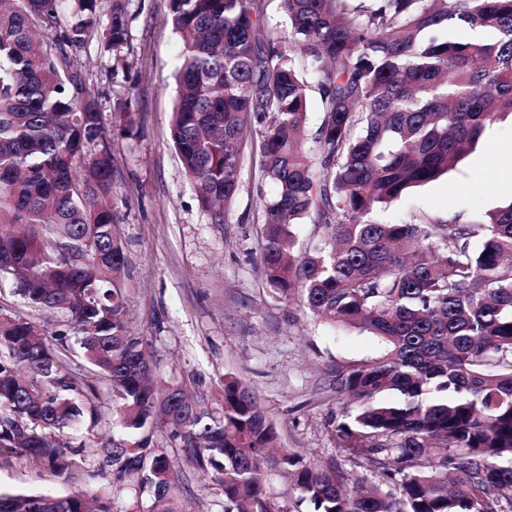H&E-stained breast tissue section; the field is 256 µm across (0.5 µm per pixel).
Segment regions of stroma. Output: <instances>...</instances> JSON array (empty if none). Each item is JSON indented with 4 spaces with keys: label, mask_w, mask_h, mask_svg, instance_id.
I'll use <instances>...</instances> for the list:
<instances>
[{
    "label": "stroma",
    "mask_w": 512,
    "mask_h": 512,
    "mask_svg": "<svg viewBox=\"0 0 512 512\" xmlns=\"http://www.w3.org/2000/svg\"><path fill=\"white\" fill-rule=\"evenodd\" d=\"M131 17L126 42L105 51L92 38L78 55L102 116L115 165L112 213L127 258L122 275L127 321L145 336L148 356L164 385L185 386L209 411L220 409L225 375L238 377L258 398L283 447L314 462H333L344 471L336 426L341 406L320 401L331 366L371 360L381 341L355 328L333 327L303 311L298 300L272 291L260 265L264 238L256 193L259 158L245 155L239 188L226 223H210L182 176L170 141L174 68L180 38L167 24L169 0H126ZM137 114V132L113 128L121 104ZM512 143V115L490 126L472 156L440 179L408 190L374 213L382 223L415 216L445 221L512 205L497 182L505 159L493 144ZM482 171H474V160ZM63 329L64 314L24 303L12 288H0V314ZM88 465L78 484L53 477L20 457H0V492L64 496L82 489L110 499L112 512H149V491L128 483L112 491V470L104 466L101 429L83 424ZM155 446L170 448L157 429ZM178 470L182 512H222L224 497L203 471L188 463L183 449L170 448ZM266 496L276 512H309L280 467L268 463Z\"/></svg>",
    "instance_id": "obj_1"
}]
</instances>
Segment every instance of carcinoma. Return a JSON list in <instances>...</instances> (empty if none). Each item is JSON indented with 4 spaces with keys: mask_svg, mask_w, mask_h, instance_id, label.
<instances>
[{
    "mask_svg": "<svg viewBox=\"0 0 512 512\" xmlns=\"http://www.w3.org/2000/svg\"><path fill=\"white\" fill-rule=\"evenodd\" d=\"M0 0V284L62 312L69 332L0 317V456L39 461L65 483L84 471L78 421L103 433L116 488L133 478L153 512H181L178 474L153 445L213 469L224 512H272L262 472L280 447L242 382L224 376L220 416L180 385L149 383L144 337L126 322V257L112 224L113 160L100 112L74 66L102 32L127 39L125 0L102 26L97 0ZM283 32L265 0H169L181 36L170 136L183 176L212 224L226 222L245 155L260 154L265 246L278 294L326 323L378 337L383 353L330 370L342 405L343 458L377 475L347 478L289 449L278 464L311 512H504L512 506V204L461 222L396 224L371 214L433 181L512 114V0H281ZM317 94L316 130L308 106ZM121 134L136 113L115 115ZM271 183L268 197L263 185ZM319 240L294 252L295 226ZM478 240L479 245L472 244ZM73 247L71 258L56 249ZM76 338L112 389L66 372ZM0 512H112L82 491L2 493Z\"/></svg>",
    "mask_w": 512,
    "mask_h": 512,
    "instance_id": "cac0c4a2",
    "label": "carcinoma"
}]
</instances>
